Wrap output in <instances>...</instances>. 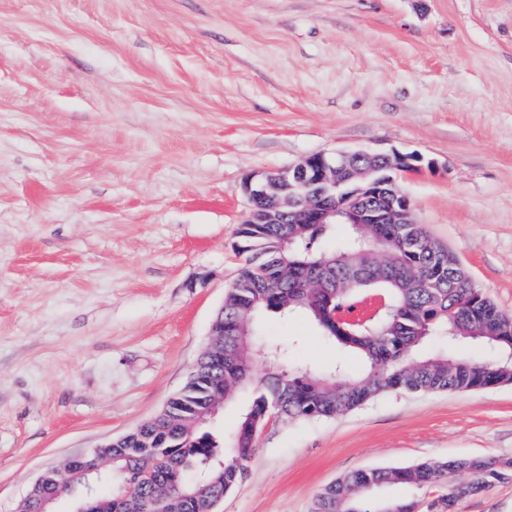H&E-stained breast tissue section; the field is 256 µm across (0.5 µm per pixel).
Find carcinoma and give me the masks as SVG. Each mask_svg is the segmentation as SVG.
Listing matches in <instances>:
<instances>
[{"label": "carcinoma", "mask_w": 512, "mask_h": 512, "mask_svg": "<svg viewBox=\"0 0 512 512\" xmlns=\"http://www.w3.org/2000/svg\"><path fill=\"white\" fill-rule=\"evenodd\" d=\"M367 155L352 158L343 176L377 168ZM332 224H307L303 206L278 224H244L237 231L245 260L224 299V339L235 352L215 369V351L200 357L188 382L164 408L136 430L97 454V472L64 464L50 470L21 506L42 512L62 497L83 496L96 512H206V500L230 491L244 476L256 452L258 431L275 416L331 418L393 390L409 393L479 390L512 383V315L479 288L468 270L435 243L422 224H353L344 246L334 252L313 248ZM382 291L387 311L375 319L355 318L360 295ZM306 312L320 332L365 363L355 376L343 363L328 377L308 369L273 367L254 385L252 350L256 316L271 311L287 317ZM433 336L448 348L477 342L497 353L488 364L452 353L420 355ZM254 386L230 441L203 430L221 403ZM458 472L468 481L458 484ZM107 479L112 489L93 492L92 482ZM512 481V463L486 457L423 462L408 468L355 471L317 496L314 512H416L414 500L373 501L366 485L407 484L443 489L434 502L453 512L465 496L485 493Z\"/></svg>", "instance_id": "carcinoma-1"}]
</instances>
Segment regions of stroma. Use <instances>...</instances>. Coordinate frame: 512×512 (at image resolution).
Instances as JSON below:
<instances>
[{
  "mask_svg": "<svg viewBox=\"0 0 512 512\" xmlns=\"http://www.w3.org/2000/svg\"><path fill=\"white\" fill-rule=\"evenodd\" d=\"M420 155L417 223L512 313V0H0V512L185 385L243 258L248 176ZM329 375L303 313L256 322ZM219 512H312L345 475L512 460V384L271 418Z\"/></svg>",
  "mask_w": 512,
  "mask_h": 512,
  "instance_id": "1",
  "label": "stroma"
}]
</instances>
